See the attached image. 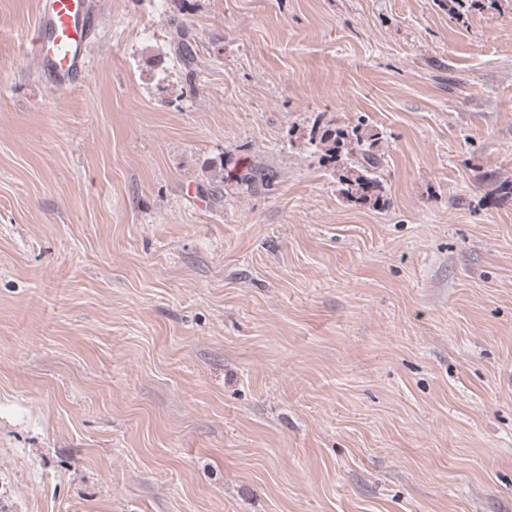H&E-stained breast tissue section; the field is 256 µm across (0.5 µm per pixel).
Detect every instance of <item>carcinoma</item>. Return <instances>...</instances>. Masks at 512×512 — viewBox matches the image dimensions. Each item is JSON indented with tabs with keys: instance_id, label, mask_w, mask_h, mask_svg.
Wrapping results in <instances>:
<instances>
[{
	"instance_id": "obj_1",
	"label": "carcinoma",
	"mask_w": 512,
	"mask_h": 512,
	"mask_svg": "<svg viewBox=\"0 0 512 512\" xmlns=\"http://www.w3.org/2000/svg\"><path fill=\"white\" fill-rule=\"evenodd\" d=\"M172 26L173 30L169 32L170 46L176 59L184 63L194 59L195 38L192 30L178 22L172 23ZM316 147L327 161H335L341 157L349 161L337 175L341 185L340 192L346 198L355 202L369 200L375 205L381 203L380 174L385 158L379 150L378 134L369 132L368 124L364 120H358L353 126L324 131ZM274 178L275 173L269 167L250 163L237 174L236 182L248 189L260 185L269 187Z\"/></svg>"
}]
</instances>
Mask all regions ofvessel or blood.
<instances>
[{"mask_svg":"<svg viewBox=\"0 0 512 512\" xmlns=\"http://www.w3.org/2000/svg\"><path fill=\"white\" fill-rule=\"evenodd\" d=\"M92 29L87 0H41L29 50L56 87L71 86L87 75Z\"/></svg>","mask_w":512,"mask_h":512,"instance_id":"vessel-or-blood-1","label":"vessel or blood"}]
</instances>
